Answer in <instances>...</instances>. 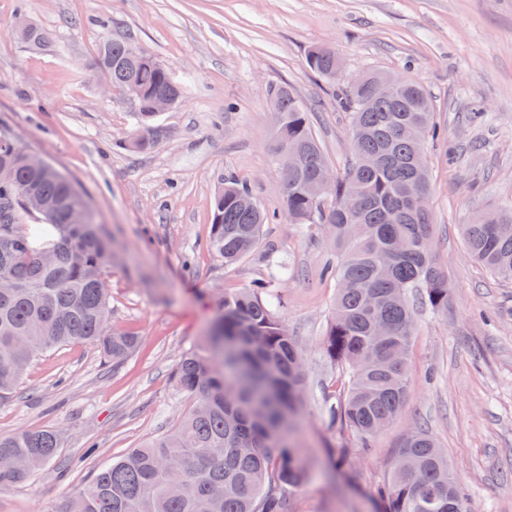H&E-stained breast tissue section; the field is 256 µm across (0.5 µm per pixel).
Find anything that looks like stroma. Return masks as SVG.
I'll use <instances>...</instances> for the list:
<instances>
[{
  "label": "stroma",
  "mask_w": 512,
  "mask_h": 512,
  "mask_svg": "<svg viewBox=\"0 0 512 512\" xmlns=\"http://www.w3.org/2000/svg\"><path fill=\"white\" fill-rule=\"evenodd\" d=\"M28 22L48 36L41 50L17 36ZM106 35L182 87L147 148L116 146L139 122L96 65ZM317 45L342 61L336 81L308 68ZM371 71L412 79L434 101L430 235L452 293L447 313L419 314L405 404L365 449L326 412L341 373L321 350L335 248L322 226L288 220L270 93L292 89L341 173L353 157L341 98ZM475 102L482 115L472 114ZM1 130L71 179L112 234L123 260L112 268L109 323L138 345L117 364L89 343L56 348L0 400V434L62 437L56 461L0 489V512H57L102 464L166 434L190 405L172 374L201 342L211 289L271 279V244L288 266L274 281L279 314L305 369L295 437L309 477L293 512H383L394 455L420 428L447 448L473 512H512V284L470 259L461 231L475 212L512 201V0H0ZM228 177L246 182L272 218L230 266L206 247ZM338 445L352 451L341 465L329 455Z\"/></svg>",
  "instance_id": "1"
}]
</instances>
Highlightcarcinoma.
I'll return each instance as SVG.
<instances>
[{
	"label": "carcinoma",
	"mask_w": 512,
	"mask_h": 512,
	"mask_svg": "<svg viewBox=\"0 0 512 512\" xmlns=\"http://www.w3.org/2000/svg\"><path fill=\"white\" fill-rule=\"evenodd\" d=\"M128 43L105 37L112 86L136 88L147 105L172 77L149 56L130 64ZM321 77L336 54L309 50ZM277 137L297 146L299 163L282 186L292 224H322L336 248V297L322 350L347 379L329 408L362 441L399 416L410 384L408 355L421 309L448 312L451 286L430 243V173L419 163L438 135L435 107L406 77L384 96L355 84L345 94L355 160L336 177L325 204L316 173L326 158L309 113L288 86L272 90ZM247 186L224 180L213 202L207 246L233 265L258 244L269 217L237 205ZM468 252L498 279L512 283V203L462 225ZM117 246L96 222L72 181L29 168L20 147L0 140V399L48 350L92 342L118 363L137 337L108 328L109 277ZM200 347L186 352L173 375L189 409L167 434L97 469L62 512H292L305 480L293 441L303 396L301 352L265 286L220 290ZM61 447L54 430L0 435V488L52 462ZM381 494L386 512H471L447 451L424 429L397 449Z\"/></svg>",
	"instance_id": "carcinoma-1"
}]
</instances>
